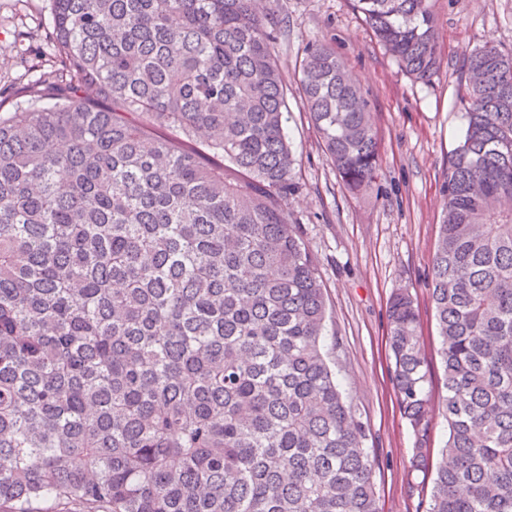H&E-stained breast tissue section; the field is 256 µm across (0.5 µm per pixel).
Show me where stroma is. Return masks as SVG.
I'll use <instances>...</instances> for the list:
<instances>
[{
	"instance_id": "stroma-1",
	"label": "stroma",
	"mask_w": 512,
	"mask_h": 512,
	"mask_svg": "<svg viewBox=\"0 0 512 512\" xmlns=\"http://www.w3.org/2000/svg\"><path fill=\"white\" fill-rule=\"evenodd\" d=\"M260 6L284 22L276 51L285 80H292L304 47L324 40L368 94L381 158L374 188L358 196L345 190L323 157L308 114L293 101L288 133L303 191L288 207L323 279L329 309L324 350L365 427L380 510L426 512L433 479L412 467L414 439L400 413L388 355V302L405 288L418 312L432 390L433 466L448 428L429 283L448 160L464 127L462 65L485 43L512 50V0H434L441 69L426 84L385 53L349 0H261ZM51 8V0H0L2 113L14 110L33 77L28 65L45 49Z\"/></svg>"
}]
</instances>
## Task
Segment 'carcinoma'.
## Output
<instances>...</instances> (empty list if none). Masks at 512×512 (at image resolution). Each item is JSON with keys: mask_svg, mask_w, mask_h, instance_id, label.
<instances>
[{"mask_svg": "<svg viewBox=\"0 0 512 512\" xmlns=\"http://www.w3.org/2000/svg\"><path fill=\"white\" fill-rule=\"evenodd\" d=\"M50 69L0 115V512H380L288 198L300 101L344 186L370 104L326 41L285 82L256 0H52ZM414 80L433 0H350ZM431 299L448 438L426 512H512V50H472ZM389 348L413 468L430 379L411 293Z\"/></svg>", "mask_w": 512, "mask_h": 512, "instance_id": "cac0c4a2", "label": "carcinoma"}]
</instances>
